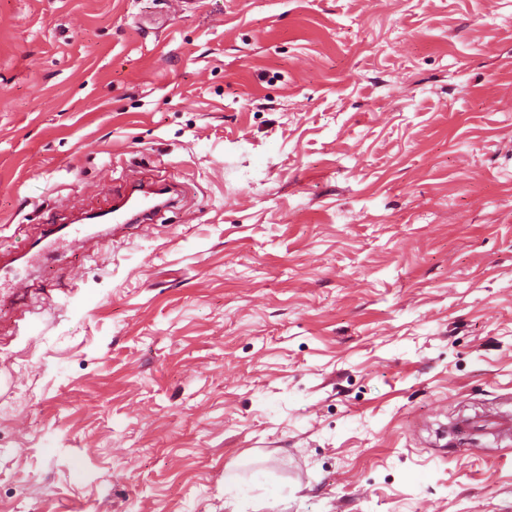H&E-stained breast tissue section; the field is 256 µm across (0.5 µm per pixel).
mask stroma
<instances>
[{"label": "stroma", "mask_w": 512, "mask_h": 512, "mask_svg": "<svg viewBox=\"0 0 512 512\" xmlns=\"http://www.w3.org/2000/svg\"><path fill=\"white\" fill-rule=\"evenodd\" d=\"M0 258V512H512V0H0ZM144 187L145 183L142 179L135 180L124 196L120 197L110 209L100 212L106 224L110 226L108 230L132 226L146 228L158 212L169 207L171 199L166 205L156 207L153 195L149 193L150 191L144 190ZM455 431L458 435L465 437L490 433L497 438L512 440V413L487 411L480 415L464 416L456 421Z\"/></svg>", "instance_id": "obj_1"}]
</instances>
